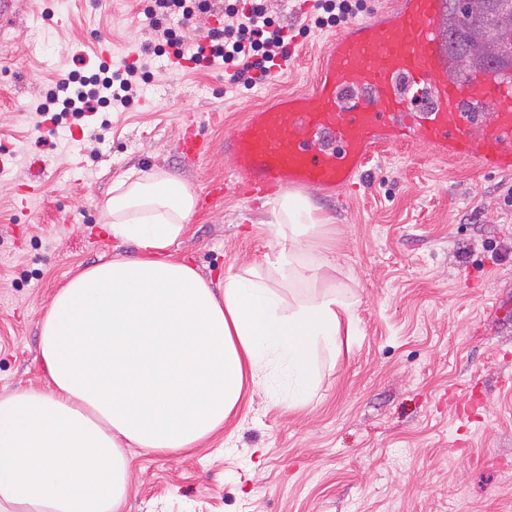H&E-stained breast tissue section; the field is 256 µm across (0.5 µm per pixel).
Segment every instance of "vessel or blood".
<instances>
[{
	"mask_svg": "<svg viewBox=\"0 0 512 512\" xmlns=\"http://www.w3.org/2000/svg\"><path fill=\"white\" fill-rule=\"evenodd\" d=\"M443 0H389L325 50L303 93H284L224 132L243 196L354 186L384 144H427L481 170L512 171V83L451 62Z\"/></svg>",
	"mask_w": 512,
	"mask_h": 512,
	"instance_id": "obj_1",
	"label": "vessel or blood"
}]
</instances>
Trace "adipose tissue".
Returning a JSON list of instances; mask_svg holds the SVG:
<instances>
[{"instance_id": "1", "label": "adipose tissue", "mask_w": 512, "mask_h": 512, "mask_svg": "<svg viewBox=\"0 0 512 512\" xmlns=\"http://www.w3.org/2000/svg\"><path fill=\"white\" fill-rule=\"evenodd\" d=\"M196 202L156 172L100 202L107 236L138 255L78 270L46 309L43 387L0 397V512H121L127 449H196L269 369L277 404L304 407L314 354L353 338L355 295L328 285L336 263L313 248L334 217L282 193L267 223L280 250L216 287L173 252Z\"/></svg>"}]
</instances>
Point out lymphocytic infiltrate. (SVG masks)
I'll return each mask as SVG.
<instances>
[{
  "label": "lymphocytic infiltrate",
  "instance_id": "lymphocytic-infiltrate-1",
  "mask_svg": "<svg viewBox=\"0 0 512 512\" xmlns=\"http://www.w3.org/2000/svg\"><path fill=\"white\" fill-rule=\"evenodd\" d=\"M206 0L188 6L187 0H153L145 15L154 37L161 41V51L170 59L187 60L199 68L223 63L230 82L252 86L267 78L273 67L291 55L287 26L275 23L267 14L265 0H232L224 8L221 26L207 30L203 43L191 46L180 35V28L189 26L195 11H207ZM151 66L146 55L123 64L114 77L90 78V90L72 91L76 75L57 80L55 88L64 93L65 104L80 102L82 111H93L94 101L102 90L112 93L115 104L125 106L140 97L142 84Z\"/></svg>",
  "mask_w": 512,
  "mask_h": 512
}]
</instances>
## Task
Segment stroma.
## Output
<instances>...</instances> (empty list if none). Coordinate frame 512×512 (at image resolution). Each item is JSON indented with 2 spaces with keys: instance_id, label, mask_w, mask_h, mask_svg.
Returning a JSON list of instances; mask_svg holds the SVG:
<instances>
[{
  "instance_id": "stroma-1",
  "label": "stroma",
  "mask_w": 512,
  "mask_h": 512,
  "mask_svg": "<svg viewBox=\"0 0 512 512\" xmlns=\"http://www.w3.org/2000/svg\"><path fill=\"white\" fill-rule=\"evenodd\" d=\"M147 4L11 0L0 24V396L43 387L39 326L56 290L100 259L135 256L100 226L114 181L163 171L205 197L224 180L225 128L304 90L338 33L301 32L303 0H268L298 32L296 67L271 82L249 89L222 66L176 68L157 56L127 108L78 115L51 103L71 70L115 69L152 44ZM45 102L59 121L39 127L33 108ZM188 123L212 145L197 162L179 150ZM31 182L40 191L23 197ZM511 187L512 173L417 145L375 155L343 199L311 193L336 219L324 241L336 285L358 298L350 347L316 354L306 407L273 405L268 380L198 449H133L122 512H512ZM263 202L227 190L197 209L176 254L216 281L263 263L280 248L255 224Z\"/></svg>"
}]
</instances>
